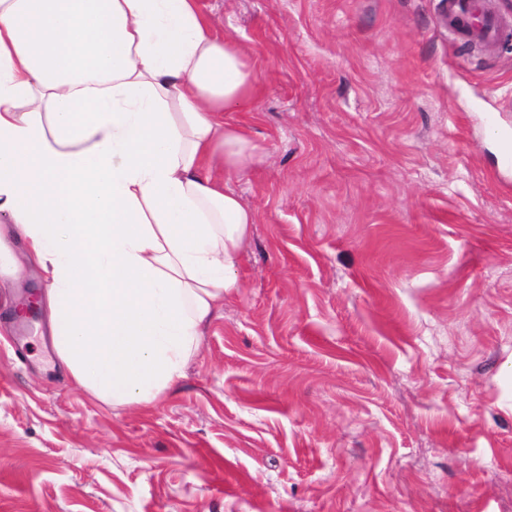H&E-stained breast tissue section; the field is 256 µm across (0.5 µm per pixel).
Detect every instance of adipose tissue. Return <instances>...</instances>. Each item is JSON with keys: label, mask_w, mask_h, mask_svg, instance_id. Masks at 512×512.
Here are the masks:
<instances>
[{"label": "adipose tissue", "mask_w": 512, "mask_h": 512, "mask_svg": "<svg viewBox=\"0 0 512 512\" xmlns=\"http://www.w3.org/2000/svg\"><path fill=\"white\" fill-rule=\"evenodd\" d=\"M258 90L199 0H0V273L98 399L155 404L237 289Z\"/></svg>", "instance_id": "obj_1"}]
</instances>
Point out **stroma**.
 <instances>
[{
	"mask_svg": "<svg viewBox=\"0 0 512 512\" xmlns=\"http://www.w3.org/2000/svg\"><path fill=\"white\" fill-rule=\"evenodd\" d=\"M259 73L256 215L152 407L55 370L0 288V512H512V37L440 0H200ZM443 17L448 26L468 40L495 43L504 31L500 19L486 9L485 0H444ZM458 17L468 19L472 25L460 30L456 23Z\"/></svg>",
	"mask_w": 512,
	"mask_h": 512,
	"instance_id": "stroma-1",
	"label": "stroma"
}]
</instances>
